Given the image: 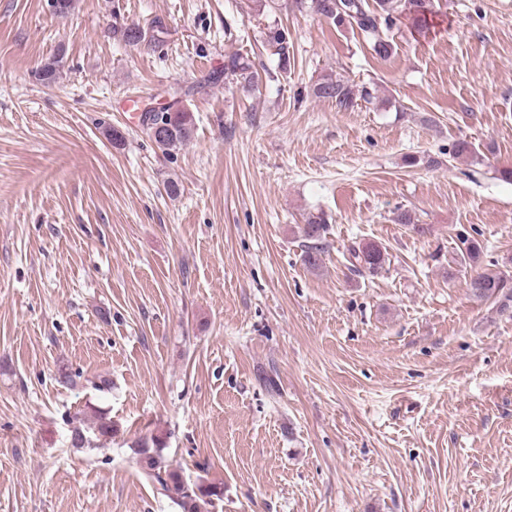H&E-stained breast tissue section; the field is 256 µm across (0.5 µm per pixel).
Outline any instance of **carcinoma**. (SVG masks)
Instances as JSON below:
<instances>
[{"label":"carcinoma","mask_w":512,"mask_h":512,"mask_svg":"<svg viewBox=\"0 0 512 512\" xmlns=\"http://www.w3.org/2000/svg\"><path fill=\"white\" fill-rule=\"evenodd\" d=\"M295 6L300 10L311 8L338 28L359 30L369 41L373 51L381 57L389 56L392 51L387 32L397 17L403 14L411 17L418 33L425 35L432 27L430 16L435 13L434 0H295ZM164 34L166 31L160 23L150 28L135 24L112 27V35L129 45L158 41ZM265 36V43L278 57L279 69L287 71L288 29L276 25L268 28ZM63 60L64 50L60 48L35 71L36 79L43 84L57 82L64 68ZM229 77L239 83L252 85L258 79V72L253 70L248 58L234 53L224 63V78ZM312 94L318 99L334 101L344 109L354 106L359 99L366 102L373 99L372 90L369 88H360L332 72L317 80ZM159 122L166 125V136L158 144L161 150L172 152L191 139L194 126L192 115L180 108L178 102H173L159 112L148 111L143 120L146 134H151L153 125ZM326 225L327 219L320 213L310 215L302 228V237L305 240L303 260L312 268L319 264L322 250L320 240L326 232ZM346 261L355 271L374 276L384 267L386 250L376 244L367 247L354 242L347 248ZM468 288L478 299L500 295L503 300L512 301V277L502 272L479 273L471 278ZM134 454L139 456L138 463L146 480L153 484L158 493L170 497L181 512H201V505L222 495V490L217 485L185 482L177 470L165 463L161 445L157 441L153 442L151 448L141 445L134 449Z\"/></svg>","instance_id":"1"}]
</instances>
